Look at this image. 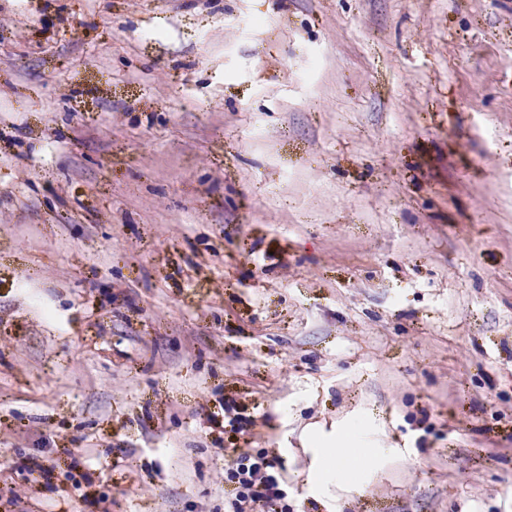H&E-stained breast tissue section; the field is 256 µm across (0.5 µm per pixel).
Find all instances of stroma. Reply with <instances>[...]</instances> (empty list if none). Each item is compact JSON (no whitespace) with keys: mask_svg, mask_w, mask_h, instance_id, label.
Segmentation results:
<instances>
[{"mask_svg":"<svg viewBox=\"0 0 512 512\" xmlns=\"http://www.w3.org/2000/svg\"><path fill=\"white\" fill-rule=\"evenodd\" d=\"M228 448L512 512V0H0V512H233ZM321 452L320 474L336 476L345 479L352 474L346 467L347 459H354L362 463L367 458L361 447L359 432L350 428L343 432L341 438L334 446H326Z\"/></svg>","mask_w":512,"mask_h":512,"instance_id":"stroma-1","label":"stroma"}]
</instances>
